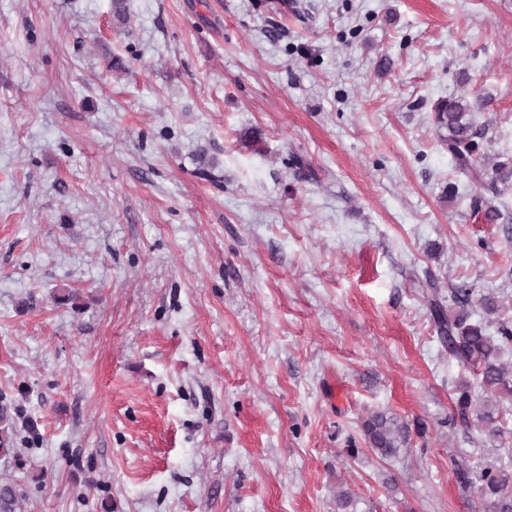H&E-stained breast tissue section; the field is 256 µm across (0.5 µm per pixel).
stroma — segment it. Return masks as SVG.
Instances as JSON below:
<instances>
[{"label":"stroma","instance_id":"stroma-1","mask_svg":"<svg viewBox=\"0 0 512 512\" xmlns=\"http://www.w3.org/2000/svg\"><path fill=\"white\" fill-rule=\"evenodd\" d=\"M460 96L512 161V0H0L17 512H477L512 412L451 424L424 294L512 308V180L457 175ZM366 444L381 458L396 457L408 441V428L393 417L374 413L362 423Z\"/></svg>","mask_w":512,"mask_h":512}]
</instances>
